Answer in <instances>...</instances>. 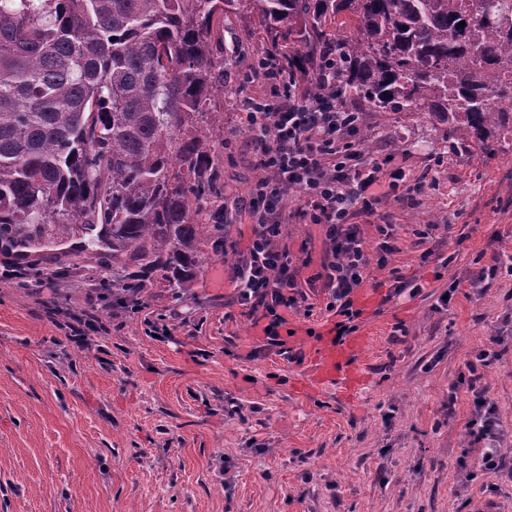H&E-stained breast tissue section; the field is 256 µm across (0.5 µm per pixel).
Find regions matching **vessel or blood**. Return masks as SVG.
<instances>
[{"mask_svg": "<svg viewBox=\"0 0 512 512\" xmlns=\"http://www.w3.org/2000/svg\"><path fill=\"white\" fill-rule=\"evenodd\" d=\"M366 341V336L361 334L316 352L308 363L309 381L317 385H332L340 380L346 390L357 388L364 379V373L358 365L352 363L351 357Z\"/></svg>", "mask_w": 512, "mask_h": 512, "instance_id": "b4317fda", "label": "vessel or blood"}]
</instances>
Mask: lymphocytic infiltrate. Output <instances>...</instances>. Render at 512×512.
<instances>
[{"label":"lymphocytic infiltrate","instance_id":"f902f5d3","mask_svg":"<svg viewBox=\"0 0 512 512\" xmlns=\"http://www.w3.org/2000/svg\"><path fill=\"white\" fill-rule=\"evenodd\" d=\"M335 73V53H324L318 71L322 88L313 96L296 74L282 76L275 60L259 59L251 78L271 81L272 87L269 94L248 99L240 111L242 123L252 132L261 175L235 202L234 211L247 216L253 238L233 264L232 280L241 304L262 309L264 340L273 347L285 345L280 330L287 323L286 311L297 306L302 286L298 261L283 242L289 218L324 230L326 254L310 280L327 288L326 309L336 313L334 331L343 337L353 330L357 312L352 295L365 284L370 265L387 268L396 251V225L380 224V252L377 258L369 256L359 219L376 215L381 203L370 187L384 173L397 199L412 201L425 191L423 182L408 180L399 168L384 170L361 150L363 115L337 102L331 86ZM469 371V387L486 412L468 423L467 444L479 451L476 466L495 474L504 467L502 425L488 405L482 371L474 365Z\"/></svg>","mask_w":512,"mask_h":512}]
</instances>
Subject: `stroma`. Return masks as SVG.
I'll list each match as a JSON object with an SVG mask.
<instances>
[{"label":"stroma","instance_id":"stroma-1","mask_svg":"<svg viewBox=\"0 0 512 512\" xmlns=\"http://www.w3.org/2000/svg\"><path fill=\"white\" fill-rule=\"evenodd\" d=\"M217 50V185L231 201L259 176L239 105L260 90L244 74L266 45L246 2L225 15ZM364 118V151L426 189L415 204L387 201L364 228L372 253L377 225L399 236L389 268L370 266L352 296L371 303L355 321L369 340L351 398L296 387L316 332L336 321L324 288L304 286L289 312L300 336L288 355L264 347L258 313L237 301L231 268L250 224L230 227L235 252L205 246L187 287L148 282L135 314L128 293L103 287L111 251L46 237L21 259L0 240V274L19 273L0 277V512H512V145L486 155L424 115ZM427 224L454 236L419 239ZM441 254L453 262L440 266ZM482 267L490 276L471 281ZM395 268L418 293L395 295ZM91 308L104 331L66 340L56 311ZM161 317L162 342L146 327ZM484 350L505 431L506 470L493 476L474 466L464 430L482 413L468 364Z\"/></svg>","mask_w":512,"mask_h":512}]
</instances>
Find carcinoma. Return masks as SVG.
Masks as SVG:
<instances>
[{"label": "carcinoma", "instance_id": "1", "mask_svg": "<svg viewBox=\"0 0 512 512\" xmlns=\"http://www.w3.org/2000/svg\"><path fill=\"white\" fill-rule=\"evenodd\" d=\"M243 0H0V237L102 225L112 285L181 288L201 267L224 75L213 42ZM267 53L336 100L423 112L484 148L512 133V0H248ZM465 26H458L459 22Z\"/></svg>", "mask_w": 512, "mask_h": 512}]
</instances>
